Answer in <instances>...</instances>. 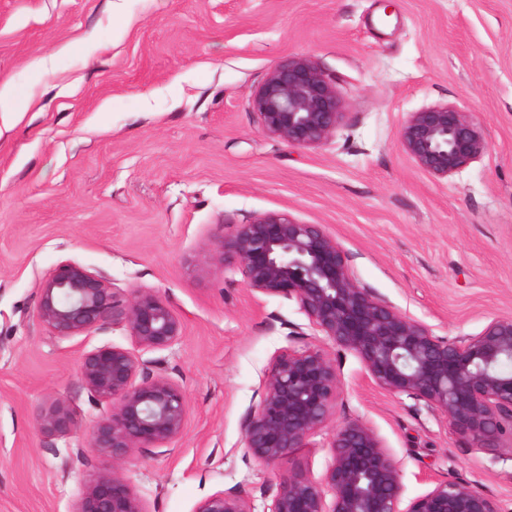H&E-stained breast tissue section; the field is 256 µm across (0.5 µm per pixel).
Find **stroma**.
Returning a JSON list of instances; mask_svg holds the SVG:
<instances>
[{"label": "stroma", "instance_id": "obj_1", "mask_svg": "<svg viewBox=\"0 0 512 512\" xmlns=\"http://www.w3.org/2000/svg\"><path fill=\"white\" fill-rule=\"evenodd\" d=\"M297 55L344 103L319 146L268 136L251 105ZM4 85L29 107L0 131V512H74L108 464L89 442L108 406L81 385L80 358L134 342L116 326L49 336L34 310L59 262L126 298L156 291L184 323L178 344L150 354L185 392L183 431L122 467L146 512H195L218 492L266 512L282 477L318 481L332 464L326 430L272 465L244 447L265 373L309 321L295 299L216 264L236 225L266 212L323 225L362 286L434 335L512 318V0H0ZM437 104L474 113L489 142L446 179L398 140L408 113ZM306 342L336 362L334 422L373 425L405 499L457 480L512 510V450L469 447L353 353ZM57 398L77 428L51 439L35 423Z\"/></svg>", "mask_w": 512, "mask_h": 512}]
</instances>
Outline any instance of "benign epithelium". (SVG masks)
Returning a JSON list of instances; mask_svg holds the SVG:
<instances>
[{
  "label": "benign epithelium",
  "instance_id": "benign-epithelium-1",
  "mask_svg": "<svg viewBox=\"0 0 512 512\" xmlns=\"http://www.w3.org/2000/svg\"><path fill=\"white\" fill-rule=\"evenodd\" d=\"M254 111L268 135L295 147L327 142L343 121L334 83L306 56L275 65L254 93ZM403 151L438 179L481 159L488 142L470 113L446 104L411 112L398 129ZM217 261L238 269L247 287L262 295L295 299L310 325L336 347L355 354L384 390L423 403L444 415L452 432L495 455L512 443V318L493 317L475 334L433 335L352 276L342 246L320 224H303L268 212L223 234ZM35 318L52 336H86L106 325L126 329L137 349L161 351L182 336L183 321L151 290L120 296L105 278L72 262L58 263L39 288ZM289 336L265 374L259 403L243 422L245 448L274 464L307 448L331 428V467L322 481L300 471L280 480L266 512H506L489 492L440 481L409 501L401 469L375 428L360 419L331 425L339 395L336 364ZM79 378L89 393L110 405L96 421L90 446L112 461L87 482L75 512H144L121 469L137 448L161 447L185 425L182 388L152 369L136 352L97 348L81 358ZM47 437L65 438L75 429L65 400H54L36 419ZM196 512H252L240 493H215Z\"/></svg>",
  "mask_w": 512,
  "mask_h": 512
}]
</instances>
